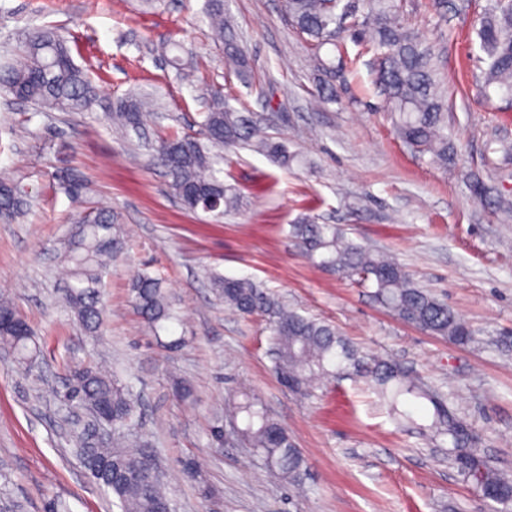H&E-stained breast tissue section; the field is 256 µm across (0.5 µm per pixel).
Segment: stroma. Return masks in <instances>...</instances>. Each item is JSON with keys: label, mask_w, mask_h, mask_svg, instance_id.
<instances>
[{"label": "stroma", "mask_w": 512, "mask_h": 512, "mask_svg": "<svg viewBox=\"0 0 512 512\" xmlns=\"http://www.w3.org/2000/svg\"><path fill=\"white\" fill-rule=\"evenodd\" d=\"M495 0H401L400 17L438 54L448 95V133L464 157L444 168L412 152L373 83V57L360 55L335 102L316 103L322 74L308 45L284 21L281 0H224L248 67L238 76L200 20L203 0H0V55L18 53L45 26L90 66L104 104L129 90L156 92L162 127L195 135L211 88L246 105L266 133L286 142L289 168L249 147L225 150L226 183L245 205L214 220L184 210L163 172L150 167L135 134L93 112H39L0 93V180L42 187L43 199L15 224L0 223V295L34 329L41 348L30 375L0 359V507L44 512H118L73 449L75 414L60 395L67 367L86 363L132 385L143 437L166 471L175 512H493L432 438L433 407L412 405L398 420L354 371L303 398L278 381L263 318L225 308L212 278H249L305 316L336 326L359 355L388 359L444 398L475 432L482 457L512 472V221L470 188L478 176L512 200V96L485 86L477 31ZM202 63L201 77L177 78L154 53L169 36ZM83 183L89 208L117 212L128 259L101 288L106 331L89 336L64 302L62 247L77 212L62 184ZM312 217L349 239L391 254L414 282L446 302L475 331L456 345L407 324L370 290L315 267L296 248L291 224ZM161 275L188 321L157 341L129 295V267ZM193 387L176 398L173 382ZM260 399L287 429L310 477L299 494L246 447L224 416L228 396ZM193 463L216 494L205 503L183 472Z\"/></svg>", "instance_id": "stroma-1"}]
</instances>
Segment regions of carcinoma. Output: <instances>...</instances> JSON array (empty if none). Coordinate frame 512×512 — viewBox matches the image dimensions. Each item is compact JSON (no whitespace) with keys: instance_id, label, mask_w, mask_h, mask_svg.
Listing matches in <instances>:
<instances>
[{"instance_id":"1","label":"carcinoma","mask_w":512,"mask_h":512,"mask_svg":"<svg viewBox=\"0 0 512 512\" xmlns=\"http://www.w3.org/2000/svg\"><path fill=\"white\" fill-rule=\"evenodd\" d=\"M348 7L342 0H282L288 23L317 52L319 67L330 78L353 63L340 25L342 12ZM202 14L211 41L225 50L226 64L243 66L244 55L231 20L224 13V0H204ZM351 20L349 36L373 54L376 84L394 115L398 136L413 152L428 154L437 164L446 167L456 163L459 151L448 138L446 96L431 49L403 25L395 0H363V9L355 11ZM478 36L490 59L486 86L512 94V0H500L497 12L481 22ZM327 45L337 55L324 59L319 52ZM162 49L171 54L169 63L177 75L193 74V62L178 55L182 51L179 42L170 39ZM0 90L46 112H91L100 101L88 69L74 62L68 40L49 28L30 34L15 58L0 65ZM157 108V99L130 90L111 103L107 117L119 129L139 130L149 112ZM201 128L200 137L177 130L158 137L151 145L149 159L152 166L165 171L171 192L191 212L201 210L219 219L241 205V195L225 185L220 176L214 150L245 144L283 166L293 160L286 144L265 135L247 108L226 104L219 90L210 93ZM38 198L33 186L20 181L0 182V223L19 221ZM290 235L306 259L373 289L374 298L401 320L456 344L473 341L470 325L447 303L418 287L387 254L353 242L334 224H319L311 218L290 225ZM124 254V232L117 213L101 210L90 222L81 215L74 219L72 234L64 243L65 301L88 335L104 333L102 276ZM214 286L225 307L265 319L271 332L273 369L285 388L306 397L321 379L352 368L376 386L389 410L399 417L407 416L400 406L413 399L430 402L434 413L427 430L436 438L451 437L452 461L461 475L476 487L482 499L500 505L501 512H512V476L492 469L474 448L472 429L449 414L441 400L408 372L382 358L357 357L335 326L288 308L250 279L217 277ZM129 291L155 338L183 321L161 277L133 268ZM0 344L11 350L14 363L25 370L40 352L31 327L4 299H0ZM69 378L79 379L76 406L91 416L102 408L112 412V431L118 434L112 444L92 442L78 446V451L92 476L97 475L102 463L112 462L115 475L102 487L116 498L120 512H160L172 505L162 481L141 477L157 465V460L149 455V441L129 438L140 420L132 388L90 365L72 370ZM227 411L232 419L242 420L241 438L271 460L286 484L299 489L305 486L308 469L303 455L287 429L260 408L258 398L247 393L230 398Z\"/></svg>"}]
</instances>
